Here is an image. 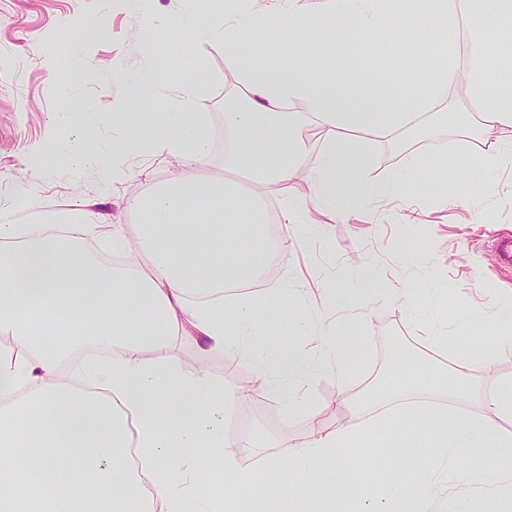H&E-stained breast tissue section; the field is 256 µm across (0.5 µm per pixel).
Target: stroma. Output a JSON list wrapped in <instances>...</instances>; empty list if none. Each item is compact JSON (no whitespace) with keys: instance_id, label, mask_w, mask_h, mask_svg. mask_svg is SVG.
I'll use <instances>...</instances> for the list:
<instances>
[{"instance_id":"35a3bbf8","label":"stroma","mask_w":512,"mask_h":512,"mask_svg":"<svg viewBox=\"0 0 512 512\" xmlns=\"http://www.w3.org/2000/svg\"><path fill=\"white\" fill-rule=\"evenodd\" d=\"M193 9V0H0V221L31 223L28 204L35 199L51 212L88 211L94 223L122 228L130 238L138 217L126 210L128 199L183 171L193 178L224 177L220 149L187 169L178 158L137 150L127 157V173L112 176V141L122 127L161 122L191 88L192 109L206 116L207 133L222 132L224 87L237 82L240 59L288 63L293 35L275 27L255 32L235 54L215 40L172 42L167 22L189 17ZM424 37L419 18L411 16L402 34L403 53L381 40L356 39L336 66L345 76L395 71ZM158 75L167 82V99L117 112L128 83ZM90 145L98 148L97 165L73 173L64 151ZM465 145L458 130L420 116L418 126L392 139L367 141L373 178L405 172L414 154L437 159L436 167L409 179L402 197L345 224H315L292 235L278 225L288 247L274 278L293 288L295 299L258 344L274 352L293 340L307 348L318 340L320 328L351 317L365 338L349 379L324 375L308 391L309 402L322 410L323 425H349L357 414L390 411L418 395L436 396L449 410L475 415L483 411L485 393L512 379V353L497 341L504 313L512 311V272L497 266L493 250L495 235L512 232V169L462 176L456 157ZM37 146L45 156L35 170L28 153ZM490 184L497 188L491 196L484 191ZM387 283L409 289L422 310L439 309L449 324L471 327L466 345L494 355L491 369L475 373L468 397L434 390L430 369L451 358L442 346L419 347V323L406 303L381 294ZM163 355L184 373L200 367L238 390L255 383L260 371L255 359L206 351L200 339L183 331ZM341 389L350 405L339 411L331 400ZM259 396L238 403L235 426L224 436L252 444L240 462L258 474L251 493L261 498L266 488L285 494L304 483V475L267 467L266 459L272 444L304 442L311 430L303 408L288 407L268 388ZM457 430L451 424L446 432ZM443 433L399 422L376 440L341 449L337 460L318 462L316 469L329 476L345 467L369 494L379 496L385 492L379 466L393 464L406 486L399 504L406 512L423 492V464ZM460 462L476 477L464 490L474 512H512V491L486 483L502 466L493 449H463Z\"/></svg>"}]
</instances>
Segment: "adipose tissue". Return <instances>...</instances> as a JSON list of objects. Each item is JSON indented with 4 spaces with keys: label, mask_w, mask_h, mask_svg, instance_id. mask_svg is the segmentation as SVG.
Here are the masks:
<instances>
[{
    "label": "adipose tissue",
    "mask_w": 512,
    "mask_h": 512,
    "mask_svg": "<svg viewBox=\"0 0 512 512\" xmlns=\"http://www.w3.org/2000/svg\"><path fill=\"white\" fill-rule=\"evenodd\" d=\"M414 12L430 21L434 50L425 76L410 82L397 73L347 81L336 70L337 53L355 37L396 44L406 17L398 0H322L314 13L305 0H287L267 15L245 12L238 0L224 6L204 0L190 19L174 20L172 38L221 40L231 49L271 20L319 36L327 50L317 64L303 67L253 58L241 63L238 85L224 90V170L248 171L250 186L175 178L132 199L140 217L137 248L150 270L96 264L84 249L96 231L92 224H0V512H218L200 474L203 451L222 460L227 494L254 484V471L224 451V415L237 404L235 392L206 372L185 374L159 357L177 329L192 328L208 350L272 364L261 374L263 383L297 406L313 380V364L349 376L361 342L352 328L323 332L315 356L292 344L273 353L250 339L277 324L291 303L287 289L267 282L242 294L229 315L224 291L258 276L250 264L253 243L286 248L287 237L266 240L267 218L255 201L272 191L287 194L298 171H305L313 195L285 203V224H312L320 215L343 221L352 209L402 194L400 176L367 177L362 138L391 134L426 112L458 124L459 113L441 109L450 86L464 85L477 104L475 138L462 166L512 165V96L491 92L492 64L512 63V0H482L476 14L469 0H416ZM298 101L306 111H287ZM310 123L324 135L312 162L303 134ZM203 130L201 117L182 102L167 113L162 130L124 131L112 150V173L123 175L127 153L142 146L184 160L205 158L210 141ZM280 137L292 149L285 161L276 150ZM489 362L471 349L457 352L451 370L432 372L431 383L461 393L469 371ZM483 404L488 418H473L472 428L432 454L428 500L444 512H469L457 492L468 471L440 476L457 449H496L504 468L487 482L512 485V434L494 425L495 418H512V381L487 393ZM306 412L311 437L280 445L268 462L309 480L277 498L274 512H342L314 467L374 435L379 422L329 429L320 408L310 405ZM382 480V497L350 483L348 495L361 501V512H395L402 475L387 468Z\"/></svg>",
    "instance_id": "obj_1"
}]
</instances>
